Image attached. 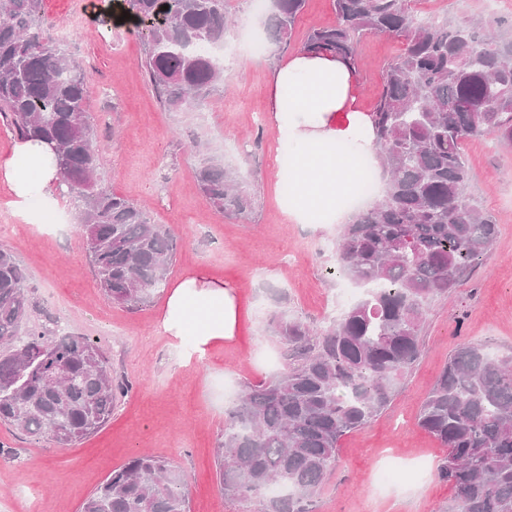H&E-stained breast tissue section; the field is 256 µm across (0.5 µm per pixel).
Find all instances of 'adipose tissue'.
<instances>
[{
    "label": "adipose tissue",
    "instance_id": "1",
    "mask_svg": "<svg viewBox=\"0 0 512 512\" xmlns=\"http://www.w3.org/2000/svg\"><path fill=\"white\" fill-rule=\"evenodd\" d=\"M268 86L269 122L291 147L287 168L276 171L291 186L282 204L285 215L295 224L348 220V213L336 205L351 198L353 176L339 164L332 147L350 142L357 155L376 157L371 120L357 104L354 68L336 55L300 50L271 68ZM13 152L0 167V178L23 218L32 195L50 198L63 187L45 146L19 140ZM238 317L235 287L196 267L172 285L159 326L168 336L196 335L203 348L232 338Z\"/></svg>",
    "mask_w": 512,
    "mask_h": 512
}]
</instances>
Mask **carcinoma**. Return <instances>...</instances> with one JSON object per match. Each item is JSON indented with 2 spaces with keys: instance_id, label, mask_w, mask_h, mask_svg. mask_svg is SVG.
Listing matches in <instances>:
<instances>
[{
  "instance_id": "carcinoma-1",
  "label": "carcinoma",
  "mask_w": 512,
  "mask_h": 512,
  "mask_svg": "<svg viewBox=\"0 0 512 512\" xmlns=\"http://www.w3.org/2000/svg\"><path fill=\"white\" fill-rule=\"evenodd\" d=\"M332 2L336 23L313 28L303 48L352 65L368 33L404 49L382 71L370 112L384 194L346 225L337 248V271L367 294L318 331L270 319L289 365L243 386L216 448L224 495L266 499L269 512H312L341 438L388 406L420 358L430 300L457 287L496 239L493 218L466 197L463 141L488 132L512 144V33L446 15L418 20L414 0ZM305 6L272 0L268 37L288 43ZM227 12L226 0H113L102 22L126 13L143 28L142 66L163 107L194 112L224 78L212 50L224 46ZM45 24L44 0H0V118L19 139L54 152L103 294L143 305L165 286L176 238L95 179L86 73ZM196 179L226 216L251 212L252 190L221 159H204ZM28 310L26 273L0 247V423L59 446L77 443L109 421L126 385L97 341L28 328ZM419 424L448 449L437 475L454 491L453 512H512V356L459 346ZM80 512H189L185 477L163 457L136 454Z\"/></svg>"
}]
</instances>
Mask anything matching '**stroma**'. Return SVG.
Segmentation results:
<instances>
[{
	"mask_svg": "<svg viewBox=\"0 0 512 512\" xmlns=\"http://www.w3.org/2000/svg\"><path fill=\"white\" fill-rule=\"evenodd\" d=\"M108 2L45 0L50 34L69 29L63 44L90 74L87 105L97 132L98 178L175 234L168 280L202 266L236 285L238 332L189 362V337L158 330L164 295L137 308L104 296L69 196L59 197L41 224H27L0 182V246L27 274L29 327L97 339L113 377L129 384L105 427L71 448L0 424V512H79L113 469L139 453L162 456L183 472L190 512H263L260 502L222 495L215 448L225 412L244 384L286 365L284 346L267 331V319L285 315L319 328L346 307L341 292L347 282L329 273L343 227L285 222L273 180L282 145L263 119L270 68L300 50L312 28L335 23L332 0H307L290 44L268 43L259 54L250 49L247 33L262 18L263 0H230L238 50L224 59L221 91L198 112L164 109L141 65L143 37L124 26L100 25ZM415 10L421 18L445 14L460 22L512 25V0H415ZM402 48L384 35L361 38L356 78L362 108H372L382 69ZM199 142L251 186L255 208L249 218L225 217L202 194L195 175ZM463 154L470 197L498 225L494 245L460 286L432 300L419 360L391 405L341 439L336 469L314 512H448L453 492L437 477L447 451L420 426L422 403L457 346L512 354V146L483 134L467 139ZM395 453L403 479L378 485L377 471Z\"/></svg>",
	"mask_w": 512,
	"mask_h": 512,
	"instance_id": "35a3bbf8",
	"label": "stroma"
}]
</instances>
